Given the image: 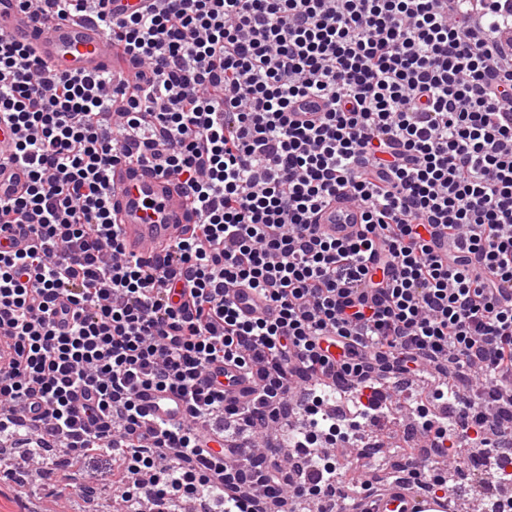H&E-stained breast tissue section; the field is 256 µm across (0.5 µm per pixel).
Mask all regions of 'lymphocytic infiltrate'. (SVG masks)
Segmentation results:
<instances>
[{
	"label": "lymphocytic infiltrate",
	"mask_w": 512,
	"mask_h": 512,
	"mask_svg": "<svg viewBox=\"0 0 512 512\" xmlns=\"http://www.w3.org/2000/svg\"><path fill=\"white\" fill-rule=\"evenodd\" d=\"M42 20L98 18L140 65L132 85L47 73L0 35V115L27 167L0 197V440L31 457L109 460L117 490L149 512H240L253 479L277 505L318 496L335 454L283 469L213 457L251 445L289 413L297 378L374 388L445 361L484 389L441 384L459 403L436 439L487 430L512 405V60L496 48L512 13L496 0H151L112 18L105 0H43ZM303 98L322 104L291 118ZM151 160L189 192L200 231L149 266L128 257L107 171ZM343 196L355 238L315 217ZM247 287L269 318L237 309ZM343 350L341 360L323 343ZM256 377L224 401L214 365ZM178 391L183 428L146 427L140 388Z\"/></svg>",
	"instance_id": "1"
}]
</instances>
